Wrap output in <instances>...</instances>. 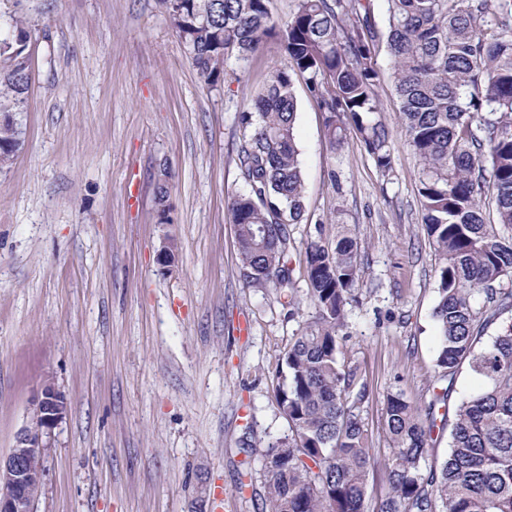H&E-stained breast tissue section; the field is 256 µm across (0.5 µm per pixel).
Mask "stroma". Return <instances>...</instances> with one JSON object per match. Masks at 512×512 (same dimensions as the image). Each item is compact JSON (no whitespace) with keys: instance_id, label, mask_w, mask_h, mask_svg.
I'll return each instance as SVG.
<instances>
[{"instance_id":"35a3bbf8","label":"stroma","mask_w":512,"mask_h":512,"mask_svg":"<svg viewBox=\"0 0 512 512\" xmlns=\"http://www.w3.org/2000/svg\"><path fill=\"white\" fill-rule=\"evenodd\" d=\"M32 28L23 144L0 171V455L42 383L69 405L46 438L34 512H262V455L287 436L275 395L298 328L280 289L246 287L226 207L246 188L239 112L287 65L275 41L224 82L198 77L156 0H0ZM392 133L381 174L359 138L330 152L296 83L307 211L288 227L295 295L317 224L349 225L361 286L340 348L369 389L361 417L384 491L386 399L428 400L435 378L434 253L420 164L400 129L386 46L373 57ZM169 170L170 223L156 184ZM175 262L163 269V242Z\"/></svg>"}]
</instances>
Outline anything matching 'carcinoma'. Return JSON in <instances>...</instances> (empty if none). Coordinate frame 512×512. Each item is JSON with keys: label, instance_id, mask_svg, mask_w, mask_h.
<instances>
[{"label": "carcinoma", "instance_id": "cac0c4a2", "mask_svg": "<svg viewBox=\"0 0 512 512\" xmlns=\"http://www.w3.org/2000/svg\"><path fill=\"white\" fill-rule=\"evenodd\" d=\"M268 0H158L197 74L211 86L224 63L248 60L267 39L290 67L271 71L262 94L241 111L238 161L247 190L227 202L252 288L290 286L288 225L305 213L295 138V81L323 114L330 151L346 125L360 135L378 171L392 168L391 133L374 119L378 73L372 54L385 42L401 102L402 132L421 163L423 223L436 257L435 372L442 383L421 407L387 399L390 456L377 512H512V0H386V31L370 0H298L276 22ZM0 34V170L22 145L16 114L31 84L28 22L10 15ZM169 172L158 186L160 223H170ZM492 196L496 222L482 202ZM313 312L283 355L286 384L276 403L289 434L262 456L265 512H369L376 467L359 407L368 395L341 356L339 332L359 288L357 241L323 226L305 251ZM495 334L487 335L491 326ZM467 368L480 384L453 398ZM454 417L448 457L428 464L435 433Z\"/></svg>", "mask_w": 512, "mask_h": 512}]
</instances>
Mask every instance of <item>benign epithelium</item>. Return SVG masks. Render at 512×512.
I'll return each instance as SVG.
<instances>
[{
	"mask_svg": "<svg viewBox=\"0 0 512 512\" xmlns=\"http://www.w3.org/2000/svg\"><path fill=\"white\" fill-rule=\"evenodd\" d=\"M66 412L65 399L54 382L46 380L29 424L17 434L8 454L0 455V512H34L32 489L43 484L45 476V437Z\"/></svg>",
	"mask_w": 512,
	"mask_h": 512,
	"instance_id": "obj_1",
	"label": "benign epithelium"
}]
</instances>
